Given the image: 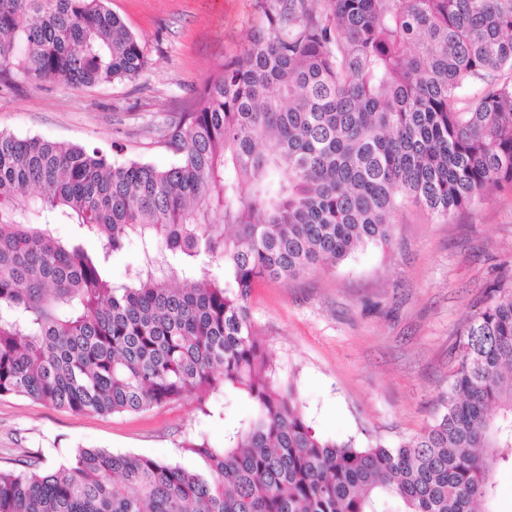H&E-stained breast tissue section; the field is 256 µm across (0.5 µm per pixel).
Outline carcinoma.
<instances>
[{
    "instance_id": "1",
    "label": "carcinoma",
    "mask_w": 512,
    "mask_h": 512,
    "mask_svg": "<svg viewBox=\"0 0 512 512\" xmlns=\"http://www.w3.org/2000/svg\"><path fill=\"white\" fill-rule=\"evenodd\" d=\"M106 0H0V80L135 79ZM166 167L0 131V396L136 413L220 388L247 417L195 467L79 448L0 468V512H492L512 464V268L457 335L442 413L366 447L322 436L252 321L369 243L512 191V0H260L241 54L164 126ZM75 226L61 240L52 225ZM129 282L112 281L126 243ZM139 257L138 245L128 244L121 257L112 264V280L118 284L125 282L132 270L138 266Z\"/></svg>"
}]
</instances>
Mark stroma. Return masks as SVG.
Instances as JSON below:
<instances>
[{"label": "stroma", "instance_id": "stroma-1", "mask_svg": "<svg viewBox=\"0 0 512 512\" xmlns=\"http://www.w3.org/2000/svg\"><path fill=\"white\" fill-rule=\"evenodd\" d=\"M148 61L136 79L98 86L23 83L0 90V131L110 149L166 165L151 127L188 111L216 68L247 46L258 0H107ZM512 263V193L436 219L413 207L391 247L368 245L341 265L259 283L250 309L281 383L292 384L322 435L393 446L433 423L457 352L458 328L481 312L486 287ZM250 411L215 391L138 413H74L0 396V467L26 455L43 468L79 448L196 465L191 441L223 447L225 420Z\"/></svg>", "mask_w": 512, "mask_h": 512}]
</instances>
